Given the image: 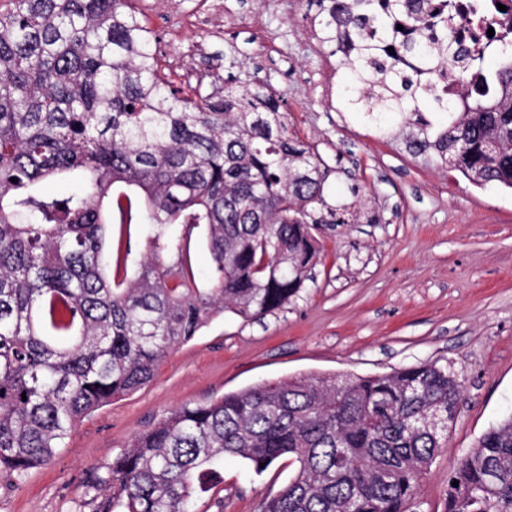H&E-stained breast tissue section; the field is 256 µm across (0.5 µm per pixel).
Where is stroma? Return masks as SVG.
<instances>
[{
  "label": "stroma",
  "mask_w": 512,
  "mask_h": 512,
  "mask_svg": "<svg viewBox=\"0 0 512 512\" xmlns=\"http://www.w3.org/2000/svg\"><path fill=\"white\" fill-rule=\"evenodd\" d=\"M235 25H207V0H133L160 37L171 77L270 76L290 133L314 145L329 171L328 204L347 224H324L320 258L284 308L260 320L215 317L164 359L152 382L86 417L54 460L22 479L0 474V512H120L116 490L94 476L136 434L172 409L297 375H371L426 361L451 363L464 391L448 446L425 476L414 512H439L448 471L512 412V189L480 187L459 171L413 156L404 117L384 127L316 84L347 77L338 56L307 45L309 0H227ZM372 223L361 222V215ZM287 461L255 473L224 460V480L199 512H257L287 483Z\"/></svg>",
  "instance_id": "35a3bbf8"
}]
</instances>
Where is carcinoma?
I'll return each mask as SVG.
<instances>
[{"label":"carcinoma","instance_id":"cac0c4a2","mask_svg":"<svg viewBox=\"0 0 512 512\" xmlns=\"http://www.w3.org/2000/svg\"><path fill=\"white\" fill-rule=\"evenodd\" d=\"M316 2L321 44L350 70L348 108L376 124L405 114L410 153L512 188V42L486 74L432 0ZM11 4L0 11V471L21 478L217 315L287 305L318 256L319 225L351 212L327 204L323 160L288 133L268 79L174 84L131 0ZM427 19L434 39L413 34ZM460 59L484 77L459 102L437 87L440 63ZM69 178L79 191L39 190ZM114 224L155 226L131 279L105 259ZM201 226L206 288L187 252ZM463 388L437 361L263 382L170 411L93 488L119 487L123 512H196L224 457L257 474L286 458L288 483L259 512H410ZM441 512H512V414L448 472Z\"/></svg>","mask_w":512,"mask_h":512}]
</instances>
